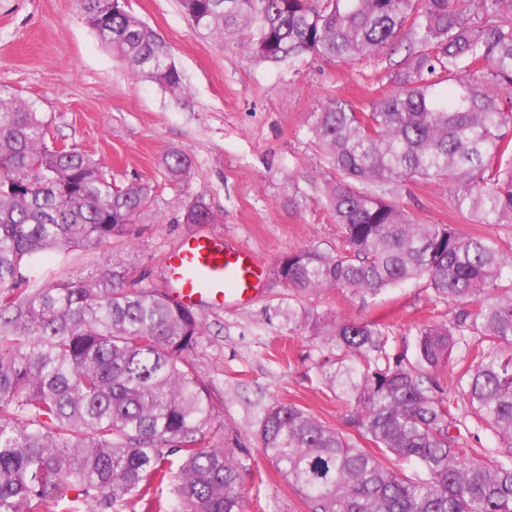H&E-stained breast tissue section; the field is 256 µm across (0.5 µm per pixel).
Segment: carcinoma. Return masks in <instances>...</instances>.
Wrapping results in <instances>:
<instances>
[{
	"label": "carcinoma",
	"mask_w": 512,
	"mask_h": 512,
	"mask_svg": "<svg viewBox=\"0 0 512 512\" xmlns=\"http://www.w3.org/2000/svg\"><path fill=\"white\" fill-rule=\"evenodd\" d=\"M179 2L197 29L244 37L261 62H357L405 39L393 87L368 109L336 100L309 117L335 172L325 199L345 249H299L276 272L300 296L364 299L417 281L450 317L416 327L412 361L381 324L315 321L339 360L359 362L344 367L337 400L374 448L279 402L258 430L263 453L308 512H512V248L420 224L401 202L405 181L431 180L475 223L512 226V0ZM79 7L134 76L182 90L168 46L127 5ZM164 166L174 181L190 176L179 150ZM149 199L148 185H116L101 160L51 142L32 104L0 94V512H244L242 462L207 440L213 404L194 368L192 309L109 259L88 278L30 287L49 252L123 236ZM184 221L215 215L197 199ZM455 348L466 361L457 388L503 451L469 445L439 395ZM404 461L417 470L402 472Z\"/></svg>",
	"instance_id": "carcinoma-1"
}]
</instances>
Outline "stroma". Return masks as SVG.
I'll use <instances>...</instances> for the list:
<instances>
[{"label":"stroma","instance_id":"stroma-1","mask_svg":"<svg viewBox=\"0 0 512 512\" xmlns=\"http://www.w3.org/2000/svg\"><path fill=\"white\" fill-rule=\"evenodd\" d=\"M127 4L170 47L183 92L133 77L85 24L77 0H0V93L33 103L55 141L101 159L116 184L152 187L145 216L123 237L102 250L54 254L44 271L59 280L84 277L109 256L130 261L142 286L164 290L166 255L187 236L206 233L258 252L270 273L252 305L196 310L203 327L196 371L214 403L206 432L212 446L245 458L246 512H307L263 454L258 428L269 407L291 402L346 431L343 409L322 381L336 365V344L314 335L311 322L332 314L386 325L399 352L413 346L416 325L448 319L447 305L415 284L367 299L336 289L298 298L275 273L290 252L341 245L324 205L334 172L310 141V113L338 99L369 107L389 88L392 62L385 53L356 63L307 54L292 65L260 64L245 39L228 43L194 28L179 0ZM174 150L192 161L180 184L163 166ZM198 198L211 206L214 223H185ZM401 200L421 224L512 236V226L455 212L447 187L435 182H405Z\"/></svg>","mask_w":512,"mask_h":512}]
</instances>
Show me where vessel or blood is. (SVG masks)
<instances>
[{"mask_svg": "<svg viewBox=\"0 0 512 512\" xmlns=\"http://www.w3.org/2000/svg\"><path fill=\"white\" fill-rule=\"evenodd\" d=\"M167 271L168 293L184 307H244L257 297L267 266L245 246L194 236L169 253Z\"/></svg>", "mask_w": 512, "mask_h": 512, "instance_id": "1", "label": "vessel or blood"}]
</instances>
